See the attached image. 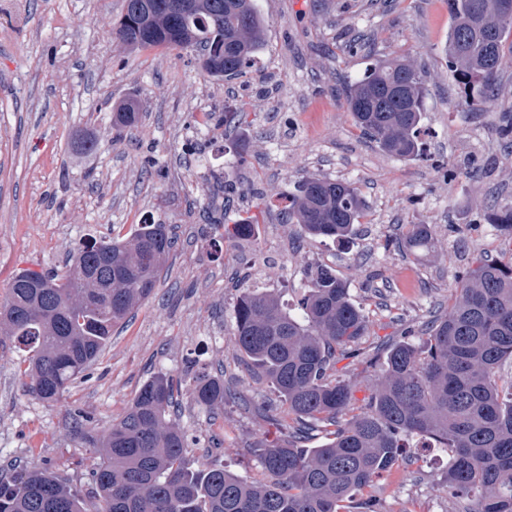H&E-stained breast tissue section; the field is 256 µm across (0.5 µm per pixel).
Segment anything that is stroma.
Listing matches in <instances>:
<instances>
[{
	"label": "stroma",
	"instance_id": "35a3bbf8",
	"mask_svg": "<svg viewBox=\"0 0 512 512\" xmlns=\"http://www.w3.org/2000/svg\"><path fill=\"white\" fill-rule=\"evenodd\" d=\"M257 2L264 50L243 79L224 81L193 52L118 45L124 0H0V297L16 272H64L91 235L125 240L152 219L177 239L153 294L58 402L25 392L24 352L0 340V469L47 470L93 502L88 437L106 434L150 377L204 370L224 377V414L209 419L182 395L188 461L206 462L214 436L227 469L260 480L251 448L287 437L292 421L240 365L232 310L243 290L275 293L299 318L309 269L332 268L368 317L338 365L361 400L383 353L447 314L459 275L512 257V236L486 221L512 202V145L498 134L512 113V53L493 96L467 101L446 65V0ZM385 56L426 80L427 135L413 160L383 153L347 110L348 84ZM129 98L141 117L115 129L112 109ZM84 139L93 152L80 150ZM309 174L360 190L352 243L284 222L294 182ZM227 183L239 189L228 200ZM242 220L253 236L227 237ZM411 224L429 225L430 249L398 246ZM447 471V454L417 440L367 494L380 512H463Z\"/></svg>",
	"mask_w": 512,
	"mask_h": 512
}]
</instances>
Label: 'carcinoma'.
I'll return each mask as SVG.
<instances>
[{"mask_svg":"<svg viewBox=\"0 0 512 512\" xmlns=\"http://www.w3.org/2000/svg\"><path fill=\"white\" fill-rule=\"evenodd\" d=\"M125 0L116 38L132 48L176 47L198 54L218 80L241 77L263 51L267 21L255 0ZM448 69L464 98L487 95L512 38V0H448ZM426 83L398 57L373 64L350 83L346 103L356 125L387 154L421 155L419 129ZM133 102L113 126L138 121ZM364 201L353 183L308 175L289 200L288 219L311 236L347 242L357 234ZM512 234V204L493 213ZM402 244L433 245L431 230L411 224ZM174 247L163 224L143 225L125 240L86 241L67 264L68 285L53 272H20L0 301V326L28 348L25 387L55 403L97 361L123 322L151 295ZM448 315L416 340L394 344L380 363L377 387L356 405L350 383L332 378L336 364L367 330L346 283L329 267L308 274L303 319L280 296L243 292L233 335L246 371L272 386L295 423L293 435L253 449L266 475L247 482L213 458L186 461L187 436L176 419L181 383L157 374L139 389L118 423L92 443L94 512H346L345 505L401 459L414 439L448 455V495L466 512H512V258L479 263L457 279ZM191 397L206 412L224 409V379L192 376ZM316 428L326 441L306 448ZM0 512H87L81 491L27 467L0 479Z\"/></svg>","mask_w":512,"mask_h":512,"instance_id":"obj_1","label":"carcinoma"}]
</instances>
